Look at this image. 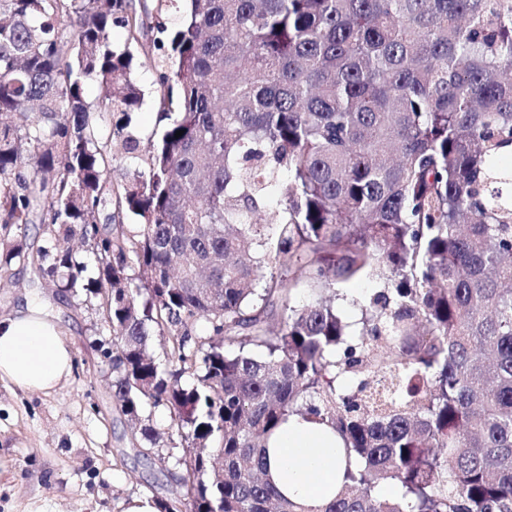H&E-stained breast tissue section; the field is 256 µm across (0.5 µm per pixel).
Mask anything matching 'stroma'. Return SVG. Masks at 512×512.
<instances>
[{
    "label": "stroma",
    "mask_w": 512,
    "mask_h": 512,
    "mask_svg": "<svg viewBox=\"0 0 512 512\" xmlns=\"http://www.w3.org/2000/svg\"><path fill=\"white\" fill-rule=\"evenodd\" d=\"M38 297L71 347V376L49 393L0 381V512H124L138 495H165L169 479L112 397L111 347L95 299L62 294L18 264L0 288V319Z\"/></svg>",
    "instance_id": "1"
}]
</instances>
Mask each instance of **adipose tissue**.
<instances>
[{
    "label": "adipose tissue",
    "mask_w": 512,
    "mask_h": 512,
    "mask_svg": "<svg viewBox=\"0 0 512 512\" xmlns=\"http://www.w3.org/2000/svg\"><path fill=\"white\" fill-rule=\"evenodd\" d=\"M73 352L53 317L30 302L0 322V379L23 389L47 392L66 380ZM341 441L329 423L289 417L272 433L266 450L268 474L283 495L311 508L336 495Z\"/></svg>",
    "instance_id": "1"
}]
</instances>
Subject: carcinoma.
<instances>
[{
	"label": "carcinoma",
	"mask_w": 512,
	"mask_h": 512,
	"mask_svg": "<svg viewBox=\"0 0 512 512\" xmlns=\"http://www.w3.org/2000/svg\"><path fill=\"white\" fill-rule=\"evenodd\" d=\"M148 17L0 0V288L18 262L97 299L157 512H307L267 477L293 415L360 460L318 512H512V0H185L143 44ZM135 44L145 143L101 133L143 103ZM366 277L357 330L293 304ZM133 61L134 74L139 83L146 90L145 100L142 107L135 112H131L129 121L130 124L125 131H128L140 138L141 141H146L149 137L153 136L156 131H159L163 123H159L157 112L152 107L151 84L154 81V75L151 71L141 68L136 57Z\"/></svg>",
	"instance_id": "carcinoma-1"
}]
</instances>
